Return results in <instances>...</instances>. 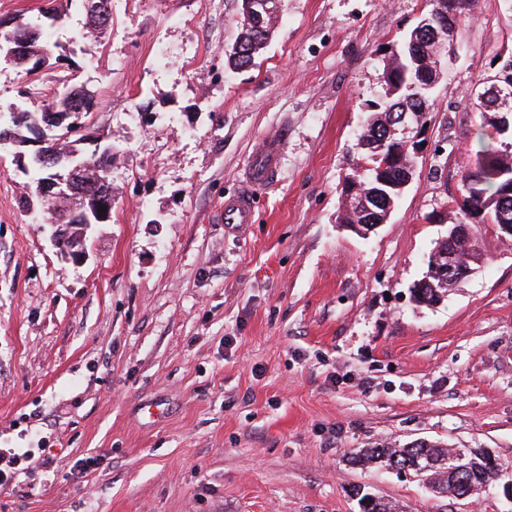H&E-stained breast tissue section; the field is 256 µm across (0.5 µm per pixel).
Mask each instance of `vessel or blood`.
I'll return each instance as SVG.
<instances>
[{
  "label": "vessel or blood",
  "instance_id": "vessel-or-blood-1",
  "mask_svg": "<svg viewBox=\"0 0 512 512\" xmlns=\"http://www.w3.org/2000/svg\"><path fill=\"white\" fill-rule=\"evenodd\" d=\"M284 148L282 136L254 141L249 162L238 190L224 198L222 217L228 229L243 231L255 221L256 195L276 180Z\"/></svg>",
  "mask_w": 512,
  "mask_h": 512
}]
</instances>
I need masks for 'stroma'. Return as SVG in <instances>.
I'll list each match as a JSON object with an SVG mask.
<instances>
[{"mask_svg": "<svg viewBox=\"0 0 512 512\" xmlns=\"http://www.w3.org/2000/svg\"><path fill=\"white\" fill-rule=\"evenodd\" d=\"M56 4L64 56L0 60V111L65 82L94 95L112 214L63 261L0 147V448L32 452L0 512H360L358 485L396 512H512L494 487L436 496L347 461L428 440L512 479V240L471 224L479 269L435 305L410 293L465 222L451 199L484 125L468 93L512 58V0H470L412 179L366 238L340 222L356 135L431 0H283L239 72L238 0H112L94 47L82 0ZM281 131L255 224L225 230L253 142Z\"/></svg>", "mask_w": 512, "mask_h": 512, "instance_id": "35a3bbf8", "label": "stroma"}]
</instances>
